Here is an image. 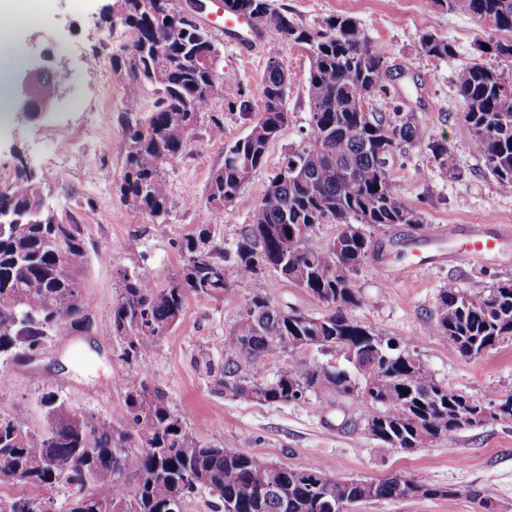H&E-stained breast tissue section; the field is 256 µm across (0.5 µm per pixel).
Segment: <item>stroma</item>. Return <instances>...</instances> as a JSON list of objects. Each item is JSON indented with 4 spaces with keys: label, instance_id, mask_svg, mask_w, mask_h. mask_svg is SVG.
<instances>
[{
    "label": "stroma",
    "instance_id": "35a3bbf8",
    "mask_svg": "<svg viewBox=\"0 0 512 512\" xmlns=\"http://www.w3.org/2000/svg\"><path fill=\"white\" fill-rule=\"evenodd\" d=\"M17 2L20 23L14 40L24 52L20 67L48 65L58 76L60 92L40 120L28 121L16 110L0 126V184L11 182L21 166L48 175L45 192L52 209L64 223L81 226L92 262L85 276L86 325L53 332L35 353L0 364V408L38 428L44 418L41 397L52 391L81 411L114 417L124 406V378L141 364L203 445L239 448L291 467L318 461L339 477L378 480L401 474L460 490L449 499L367 502L354 512H478L465 495L470 487L483 489L499 512H512V421L491 419L463 428L453 440L403 450L372 439L358 412L341 398L268 405L225 396L217 385L224 338L249 291L238 283L233 263L225 265L227 278L235 283L232 291L219 299L188 296L180 320L156 347L135 361L123 355L112 329L119 271L134 270L155 287H168L183 266L186 240L202 226L210 231L211 245L231 248L285 154L309 133L306 51L282 46L289 75L288 122L239 200L215 216L207 204L210 177L224 162L225 144L248 130L247 121L227 103L242 93L254 109H261L267 55L242 54L222 30L210 29L218 69L231 78L226 97L210 103L191 146L165 168V223L149 217L134 221L119 191L125 127L129 117L150 115L157 96L153 86L129 71L125 47L132 32L117 18L118 0ZM276 2L311 27L338 12L355 16L372 46L403 67L402 75L376 94L374 108L411 114L422 131L421 143L397 152L390 182L423 223L374 230V248L355 280L360 304L349 310V317L406 346L440 383L480 400L512 394L511 339L464 357L429 330L443 289L486 292L512 280V189L485 171L455 89L459 68L477 58L478 44L490 35L488 27L434 0ZM426 33L448 40L453 55L426 56L420 43ZM215 118L224 124L220 139L207 135ZM435 140L447 143L459 178L446 177L435 164L427 149ZM473 235L493 239L494 248L460 259L459 249ZM402 267L407 270L403 276L398 273ZM262 282L275 303L315 317L326 312L279 273H265Z\"/></svg>",
    "mask_w": 512,
    "mask_h": 512
}]
</instances>
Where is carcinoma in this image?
Segmentation results:
<instances>
[{
    "label": "carcinoma",
    "instance_id": "cac0c4a2",
    "mask_svg": "<svg viewBox=\"0 0 512 512\" xmlns=\"http://www.w3.org/2000/svg\"><path fill=\"white\" fill-rule=\"evenodd\" d=\"M121 23L135 31L128 47L129 68L138 78L150 72L165 80L155 85V110L127 127L128 150L120 184L132 219L168 213L169 186L164 166L187 150L179 131L198 120L210 102L224 98L227 76L196 65L193 52L215 55L210 35L184 28L172 0H119ZM448 11L468 15L495 35L478 44L480 59L459 69L456 92L463 117L486 172L512 188V75L481 61L512 64V0H440ZM267 13L264 31L274 43L261 87L262 109L252 120L253 104L241 95L228 101L251 122L249 133L224 147V165L214 171L219 211L235 203L245 183L264 163L270 144L288 121L284 107L288 77L279 47L292 31L293 44L311 57L308 77L309 139L291 149L284 169L272 179L251 221L233 245L237 275L251 283L242 313L224 338V394L265 404L303 402L310 396L338 395L367 424L368 435L389 448H414L451 440L468 426L466 415L480 400L436 380L406 348L350 319L358 306L355 276L374 248L367 229L395 224L419 227L422 218L390 184L389 170L403 145L422 139L413 115L364 112L366 91L378 92L391 79L390 62L370 43L365 28L346 14L325 17L311 29L275 5L274 0H232L231 13ZM422 51L446 58L450 42L429 33ZM439 169H457L448 146L427 145ZM298 166L302 176L284 171ZM22 193L1 194L0 210L24 231L0 229V359L43 345L63 318L85 308L84 276L89 253L80 225L60 224L34 205L45 197L48 179L20 169ZM319 224L339 231L324 246L309 242ZM207 229L189 239L184 263L173 286L155 288L136 272H120L112 304V328L126 358L155 347L179 320L188 295L221 298L229 291L223 250L207 245ZM64 261H57L59 249ZM268 271L288 273V281L327 308L314 317L273 302L264 290ZM432 335L462 356L471 349L494 348L512 339V283L487 293L444 289L431 320ZM304 347L338 354L343 363L282 361ZM279 366L268 381L258 363ZM125 407L117 418L88 416L56 399L42 397L43 427L34 429L0 410V481L37 488L62 484L72 490L68 512H182L198 490L215 495L223 512H351L369 501L453 498L460 490L437 487L414 476L383 480L344 478L319 463L297 467L264 461L239 448L201 444L172 409L164 393L150 384L146 367L127 375ZM96 452H83L86 431ZM136 455V485L123 475L130 450ZM0 512H46L32 498L0 499Z\"/></svg>",
    "mask_w": 512,
    "mask_h": 512
}]
</instances>
